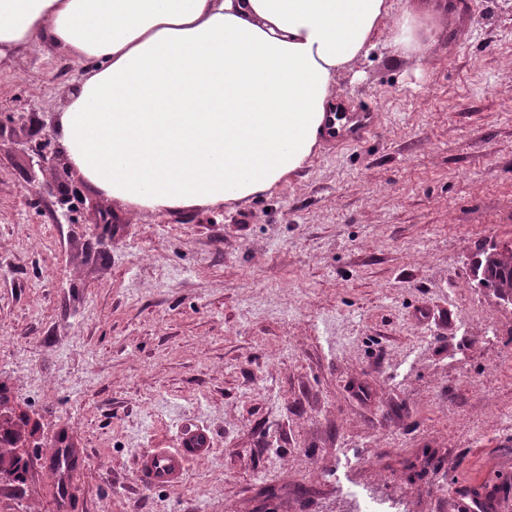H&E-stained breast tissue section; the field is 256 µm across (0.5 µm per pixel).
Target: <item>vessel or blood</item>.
Masks as SVG:
<instances>
[{
  "mask_svg": "<svg viewBox=\"0 0 512 512\" xmlns=\"http://www.w3.org/2000/svg\"><path fill=\"white\" fill-rule=\"evenodd\" d=\"M379 123L374 109L339 100L326 112L320 128V139L330 149L355 146L370 138ZM212 451L209 436L200 430H185L178 447L155 448L139 459L137 476L147 486L163 487L178 484L193 459L207 457ZM486 489L463 487L448 498V512H478Z\"/></svg>",
  "mask_w": 512,
  "mask_h": 512,
  "instance_id": "obj_1",
  "label": "vessel or blood"
}]
</instances>
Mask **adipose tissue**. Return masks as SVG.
Instances as JSON below:
<instances>
[{"label": "adipose tissue", "mask_w": 512, "mask_h": 512, "mask_svg": "<svg viewBox=\"0 0 512 512\" xmlns=\"http://www.w3.org/2000/svg\"><path fill=\"white\" fill-rule=\"evenodd\" d=\"M443 13L391 0H0V68L40 42L92 62L57 133L102 195L225 205L306 164L337 76L378 35L423 60L448 31Z\"/></svg>", "instance_id": "obj_1"}]
</instances>
